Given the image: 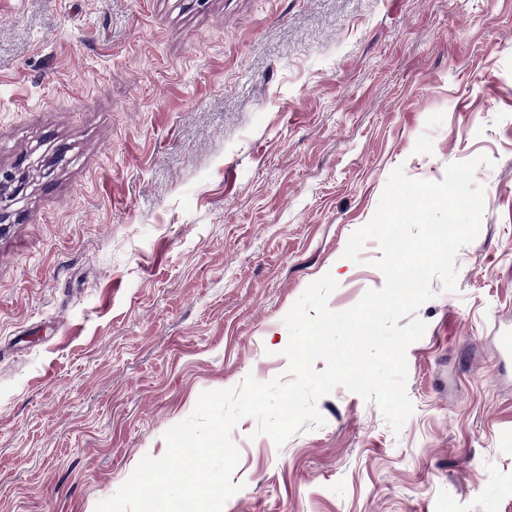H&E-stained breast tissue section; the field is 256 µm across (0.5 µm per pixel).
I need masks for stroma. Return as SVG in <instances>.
Wrapping results in <instances>:
<instances>
[{"instance_id": "stroma-1", "label": "stroma", "mask_w": 512, "mask_h": 512, "mask_svg": "<svg viewBox=\"0 0 512 512\" xmlns=\"http://www.w3.org/2000/svg\"><path fill=\"white\" fill-rule=\"evenodd\" d=\"M0 512H95L199 395L288 367L332 274L383 287L390 174L476 156L477 237L432 281L393 432L344 387L276 446L242 419L223 512H512V0H0ZM10 180L15 183L13 189L10 192H4L0 194V219H3L8 210L18 203L19 195L25 188V177L22 175L17 176L9 171L1 172V182Z\"/></svg>"}]
</instances>
